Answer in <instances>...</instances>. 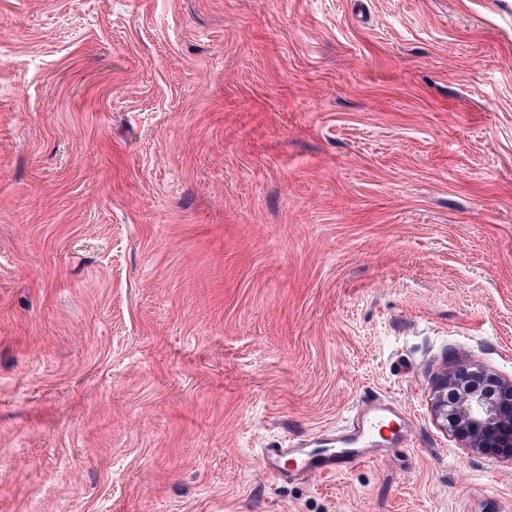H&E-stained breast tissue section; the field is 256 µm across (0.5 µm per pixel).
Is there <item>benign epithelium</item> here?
Masks as SVG:
<instances>
[{"label":"benign epithelium","mask_w":512,"mask_h":512,"mask_svg":"<svg viewBox=\"0 0 512 512\" xmlns=\"http://www.w3.org/2000/svg\"><path fill=\"white\" fill-rule=\"evenodd\" d=\"M435 422L475 453L512 460V381L477 366L445 375L431 398Z\"/></svg>","instance_id":"obj_1"}]
</instances>
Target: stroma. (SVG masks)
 <instances>
[{"label":"stroma","mask_w":512,"mask_h":512,"mask_svg":"<svg viewBox=\"0 0 512 512\" xmlns=\"http://www.w3.org/2000/svg\"><path fill=\"white\" fill-rule=\"evenodd\" d=\"M512 0H0V512H512ZM408 445L257 457L361 397ZM492 386L491 393L483 392ZM448 392L455 395L448 401ZM435 422L450 430L471 452L512 460V381L477 366H462L446 374L431 398ZM385 429L394 431V439L402 442L407 437L409 422L389 401L378 396L364 397L346 424L339 430L335 443L340 448H320L310 451L309 440L288 442L287 448H262L263 465L283 476H335L346 465L374 462L384 448L359 447L367 438L381 434ZM289 457L292 468L281 472V461Z\"/></svg>","instance_id":"obj_1"}]
</instances>
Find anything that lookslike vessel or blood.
<instances>
[{
	"instance_id": "vessel-or-blood-1",
	"label": "vessel or blood",
	"mask_w": 512,
	"mask_h": 512,
	"mask_svg": "<svg viewBox=\"0 0 512 512\" xmlns=\"http://www.w3.org/2000/svg\"><path fill=\"white\" fill-rule=\"evenodd\" d=\"M386 429L393 431L395 438L403 439L408 434L409 422L390 402L376 396L366 397L340 429L335 447L313 451L308 441L300 440L285 448L262 449L261 461L266 468L277 471L282 459H290L291 475L303 478L334 476L343 466L375 461L379 451L366 447L365 441Z\"/></svg>"
}]
</instances>
